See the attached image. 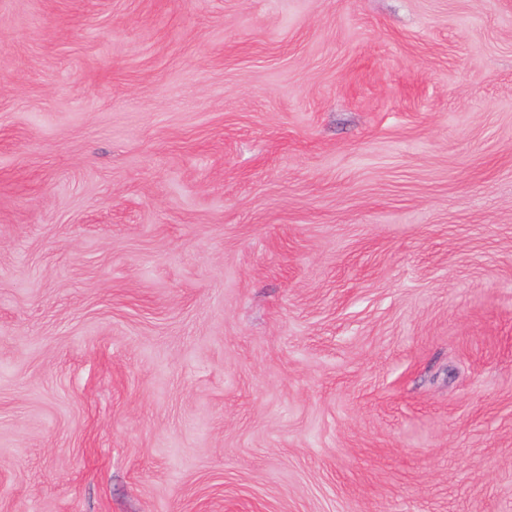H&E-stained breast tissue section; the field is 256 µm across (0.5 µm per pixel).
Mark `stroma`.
Returning a JSON list of instances; mask_svg holds the SVG:
<instances>
[{
    "label": "stroma",
    "instance_id": "1",
    "mask_svg": "<svg viewBox=\"0 0 512 512\" xmlns=\"http://www.w3.org/2000/svg\"><path fill=\"white\" fill-rule=\"evenodd\" d=\"M0 512H512V0H0Z\"/></svg>",
    "mask_w": 512,
    "mask_h": 512
}]
</instances>
